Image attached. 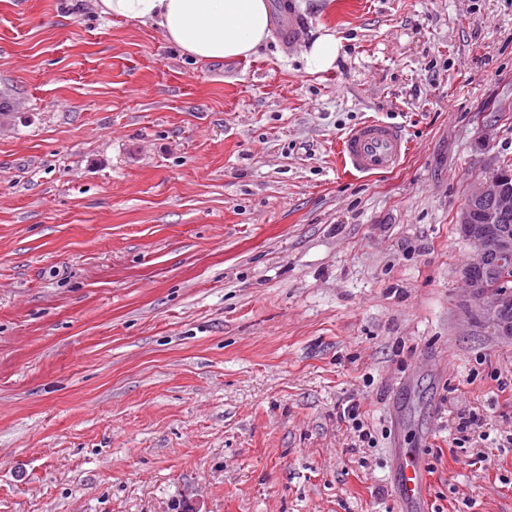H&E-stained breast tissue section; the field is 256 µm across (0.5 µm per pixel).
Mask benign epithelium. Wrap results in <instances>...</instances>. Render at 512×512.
Segmentation results:
<instances>
[{
  "label": "benign epithelium",
  "instance_id": "7a95c632",
  "mask_svg": "<svg viewBox=\"0 0 512 512\" xmlns=\"http://www.w3.org/2000/svg\"><path fill=\"white\" fill-rule=\"evenodd\" d=\"M469 198L483 206L481 220L474 217V209H460L456 223L462 235L473 243L477 249L475 261H480L487 254H494L501 261L512 262V232L498 229L497 221L500 214L512 211V190L504 185V176L496 173L489 181L473 189ZM461 278L470 288V296L492 314L501 335H512V284L500 282L496 289L487 286L486 282L473 273V265L469 264L460 271Z\"/></svg>",
  "mask_w": 512,
  "mask_h": 512
}]
</instances>
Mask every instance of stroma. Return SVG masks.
<instances>
[{
    "label": "stroma",
    "mask_w": 512,
    "mask_h": 512,
    "mask_svg": "<svg viewBox=\"0 0 512 512\" xmlns=\"http://www.w3.org/2000/svg\"><path fill=\"white\" fill-rule=\"evenodd\" d=\"M294 2L296 46L196 63L0 0V512H399V449L432 512H512V335L456 224L512 166V0ZM370 118L409 154L345 176ZM343 44L332 34L316 38L306 55L307 69L310 72L325 71L334 66L341 54Z\"/></svg>",
    "instance_id": "obj_1"
}]
</instances>
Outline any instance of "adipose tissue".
Returning a JSON list of instances; mask_svg holds the SVG:
<instances>
[{
  "label": "adipose tissue",
  "instance_id": "obj_1",
  "mask_svg": "<svg viewBox=\"0 0 512 512\" xmlns=\"http://www.w3.org/2000/svg\"><path fill=\"white\" fill-rule=\"evenodd\" d=\"M95 11L161 31L198 61L254 54L269 37L268 0H92Z\"/></svg>",
  "mask_w": 512,
  "mask_h": 512
}]
</instances>
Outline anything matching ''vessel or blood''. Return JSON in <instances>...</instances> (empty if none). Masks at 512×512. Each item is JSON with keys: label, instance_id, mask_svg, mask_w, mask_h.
I'll return each instance as SVG.
<instances>
[{"label": "vessel or blood", "instance_id": "1", "mask_svg": "<svg viewBox=\"0 0 512 512\" xmlns=\"http://www.w3.org/2000/svg\"><path fill=\"white\" fill-rule=\"evenodd\" d=\"M272 25L283 47L294 46L305 27L291 0H278ZM410 144L401 127L371 119L353 128L340 142L341 162L346 172L379 174L395 169L406 157ZM428 474L420 460L403 456L398 465L396 496L404 512H429Z\"/></svg>", "mask_w": 512, "mask_h": 512}]
</instances>
